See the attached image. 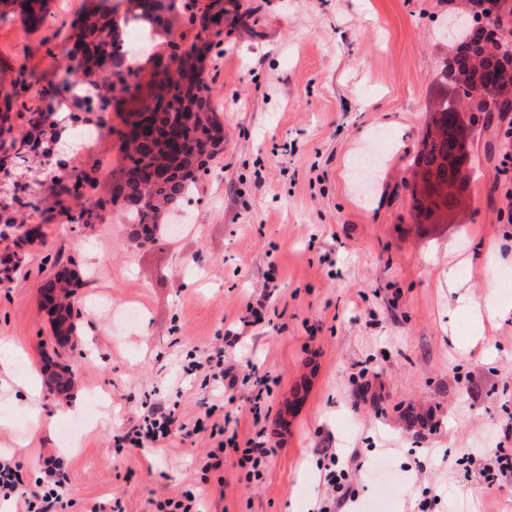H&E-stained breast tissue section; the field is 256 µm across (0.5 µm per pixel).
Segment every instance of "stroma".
Segmentation results:
<instances>
[{
    "label": "stroma",
    "mask_w": 512,
    "mask_h": 512,
    "mask_svg": "<svg viewBox=\"0 0 512 512\" xmlns=\"http://www.w3.org/2000/svg\"><path fill=\"white\" fill-rule=\"evenodd\" d=\"M88 0H48L43 25L0 14V98L19 65L41 84L61 78L55 58ZM223 54L206 72L224 124V151L175 233L140 245L109 199L121 164L126 109L87 110L78 83L73 111L92 135L64 159L92 172L81 199L57 197L43 164L29 158L0 180L39 199L26 227L0 237V257L19 269L0 284V345L49 373L69 367L83 408L42 386L47 424L31 432L24 401L0 371V449L22 465L32 491L47 457L67 474L65 512H161L190 489L201 512H512V112L470 113L465 204L447 222L414 209L410 164L442 94L439 72L453 42L439 36L448 0H224ZM189 9L156 28L129 84L147 86L156 57L199 31ZM88 210L86 223L69 217ZM78 272L76 329L59 346L41 285L60 267ZM459 285H448L449 276ZM499 299L488 303L485 287ZM271 319L251 327L225 358L238 365L235 389L188 378L187 354H209L249 301ZM484 310L475 324L472 305ZM139 313L125 321L127 309ZM279 380L254 402L256 376ZM224 406L213 409L215 399ZM147 402L174 406L180 420L213 409L238 419L239 441L262 436L271 454L249 480L228 454L206 469L207 433L172 435L159 448L119 446ZM336 451L349 474L343 490L324 479Z\"/></svg>",
    "instance_id": "stroma-1"
}]
</instances>
